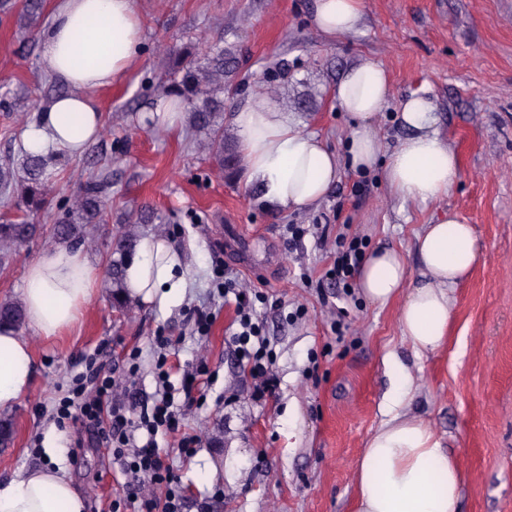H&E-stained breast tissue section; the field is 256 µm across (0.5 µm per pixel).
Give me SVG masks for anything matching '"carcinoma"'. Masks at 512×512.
<instances>
[{"instance_id": "cac0c4a2", "label": "carcinoma", "mask_w": 512, "mask_h": 512, "mask_svg": "<svg viewBox=\"0 0 512 512\" xmlns=\"http://www.w3.org/2000/svg\"><path fill=\"white\" fill-rule=\"evenodd\" d=\"M43 0H25L20 18L24 27L36 30L42 21ZM235 55L224 50V42L199 40L197 47L175 52L169 59L162 81L164 95L180 101L189 113L193 126L209 137V153L219 170L233 173L237 155L224 139V78L234 72ZM55 154L24 152L22 175L8 159L0 161V187L12 191L17 210L23 216L0 223V264L12 258V252L43 232V227L30 221V214L40 210L43 190L52 181ZM107 174L86 181L80 188L75 206L56 219L52 238L57 243L78 244L84 240L88 224H104L110 211V187ZM137 235L131 225L121 226L108 265L109 287L113 298L125 301L123 270L127 258L134 252ZM25 324L24 309L18 302H0V329L20 330Z\"/></svg>"}]
</instances>
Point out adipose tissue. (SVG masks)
<instances>
[{"label": "adipose tissue", "instance_id": "1", "mask_svg": "<svg viewBox=\"0 0 512 512\" xmlns=\"http://www.w3.org/2000/svg\"><path fill=\"white\" fill-rule=\"evenodd\" d=\"M363 0H315L313 24L340 38L358 30ZM142 40L135 0H56L49 24L39 35L42 70L62 80L66 93L50 101L23 136L26 150L76 157L97 138L101 110L97 89L119 80L138 54ZM339 107L353 126L350 164L360 170L382 167L391 194L419 203L447 195L459 173L458 159L438 127L436 106L426 94L402 100L400 118L410 134L386 149L374 118L391 99L387 72L365 61L348 69L335 86ZM233 122L251 181L275 210L294 211L321 201L339 179V163L323 141L300 128L262 89H254ZM419 278L410 274L400 251L376 250L360 267L361 295L379 305L401 300V335L416 354L442 347L448 333L454 291L479 260L473 230L456 214L426 225L416 239ZM185 258L167 240L146 241L126 263L127 297L159 305L176 304L186 288ZM97 277L79 251L59 246L30 266L22 294L28 323L53 336L80 317ZM400 386L384 401L385 418L365 441L356 472L357 512H455L463 475L442 437L424 418L403 413L410 376L397 365ZM34 371L29 343L0 330V410L28 391ZM86 495L64 468L34 467L0 482V512H85Z\"/></svg>", "mask_w": 512, "mask_h": 512}]
</instances>
